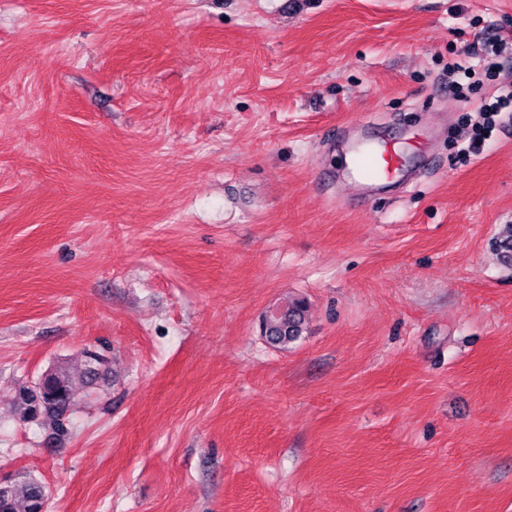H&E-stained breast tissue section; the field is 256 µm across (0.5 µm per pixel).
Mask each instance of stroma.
Masks as SVG:
<instances>
[{"mask_svg":"<svg viewBox=\"0 0 512 512\" xmlns=\"http://www.w3.org/2000/svg\"><path fill=\"white\" fill-rule=\"evenodd\" d=\"M508 82L512 0H0V473L49 512H512V115L467 150ZM384 130L423 174L368 192L339 160ZM90 349L52 440L15 392ZM282 313L276 304L268 307L261 317V324L266 320L281 316L267 324H263L262 334L274 346L286 349L303 336L307 329V302L304 298L286 297L281 301Z\"/></svg>","mask_w":512,"mask_h":512,"instance_id":"stroma-1","label":"stroma"}]
</instances>
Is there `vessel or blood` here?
Here are the masks:
<instances>
[{
    "instance_id": "vessel-or-blood-1",
    "label": "vessel or blood",
    "mask_w": 512,
    "mask_h": 512,
    "mask_svg": "<svg viewBox=\"0 0 512 512\" xmlns=\"http://www.w3.org/2000/svg\"><path fill=\"white\" fill-rule=\"evenodd\" d=\"M403 171V151L386 135L378 137L373 146L355 150L350 159V177L363 188L391 180Z\"/></svg>"
}]
</instances>
